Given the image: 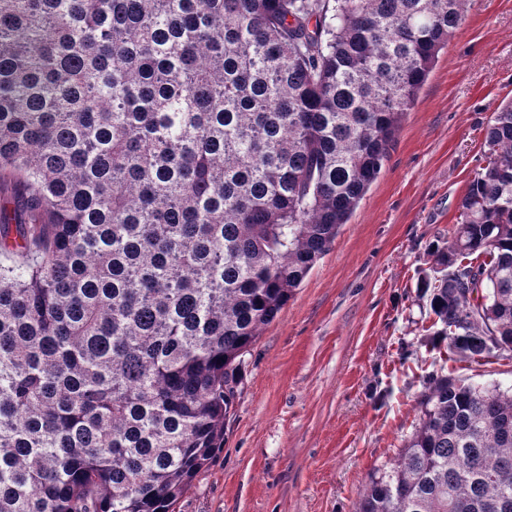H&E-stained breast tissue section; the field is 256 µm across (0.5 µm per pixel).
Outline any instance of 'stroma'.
I'll use <instances>...</instances> for the list:
<instances>
[{"mask_svg": "<svg viewBox=\"0 0 512 512\" xmlns=\"http://www.w3.org/2000/svg\"><path fill=\"white\" fill-rule=\"evenodd\" d=\"M512 99V0H474L347 224L248 357L224 448L176 512H352L417 420L426 373L512 387V360L448 359L417 288Z\"/></svg>", "mask_w": 512, "mask_h": 512, "instance_id": "obj_1", "label": "stroma"}]
</instances>
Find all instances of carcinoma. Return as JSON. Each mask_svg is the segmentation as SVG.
<instances>
[{
	"label": "carcinoma",
	"instance_id": "obj_1",
	"mask_svg": "<svg viewBox=\"0 0 512 512\" xmlns=\"http://www.w3.org/2000/svg\"><path fill=\"white\" fill-rule=\"evenodd\" d=\"M470 0H0V512H173L246 355L380 173ZM419 272L512 359V101ZM354 512H512V389L432 371Z\"/></svg>",
	"mask_w": 512,
	"mask_h": 512
}]
</instances>
